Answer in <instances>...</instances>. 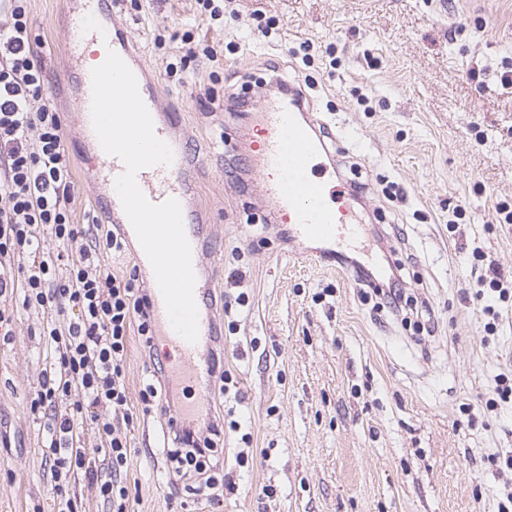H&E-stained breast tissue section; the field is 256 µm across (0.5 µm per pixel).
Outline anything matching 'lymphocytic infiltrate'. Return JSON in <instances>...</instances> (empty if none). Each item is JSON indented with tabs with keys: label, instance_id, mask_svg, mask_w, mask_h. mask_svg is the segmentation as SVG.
<instances>
[{
	"label": "lymphocytic infiltrate",
	"instance_id": "1",
	"mask_svg": "<svg viewBox=\"0 0 512 512\" xmlns=\"http://www.w3.org/2000/svg\"><path fill=\"white\" fill-rule=\"evenodd\" d=\"M43 86L28 16L19 0H8L0 22V296L19 291L23 307L43 315L49 355L30 410L48 420L44 457L57 512H80L79 502L64 494L78 474L111 512H129L133 414L125 362L131 333L153 343L147 297L134 278L96 262L100 244L119 251L122 239L101 225L73 221L75 186L61 117L42 104ZM43 229L55 251L41 249ZM80 419L91 425L97 448H81ZM223 440V419L201 417L162 449L174 476L186 479L187 493L217 505L237 490L216 457Z\"/></svg>",
	"mask_w": 512,
	"mask_h": 512
}]
</instances>
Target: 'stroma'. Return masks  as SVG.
I'll use <instances>...</instances> for the list:
<instances>
[{
    "mask_svg": "<svg viewBox=\"0 0 512 512\" xmlns=\"http://www.w3.org/2000/svg\"><path fill=\"white\" fill-rule=\"evenodd\" d=\"M25 7L44 101L61 116L72 163L73 218L88 224L99 213L68 102L70 0ZM116 12L203 160L196 180L213 229L211 288L234 305L221 342L240 391L233 409L218 396L211 406L232 421L223 460L238 490L223 512H498L512 492L503 464L512 398L495 392L498 377L512 378V305L498 303L497 329L486 334L472 253L512 274V224L492 219L498 201H512V89L495 76L512 61V0H231L218 21L195 0H120ZM199 41L222 44L223 64L167 75ZM280 76L302 86L312 119L336 135L329 178L369 186L358 211L378 232L372 267L402 266L404 294L426 302L435 333L382 307L354 271L305 258L306 244L275 222L238 160L254 120L230 111L227 98L256 108ZM21 302L0 297L14 312L12 335H0V441L9 447L0 512H53L46 420L29 411L46 367L43 315ZM165 358L162 343L148 349L131 336L130 508L207 512L172 488L160 453L193 387L164 375L179 407L136 410Z\"/></svg>",
    "mask_w": 512,
    "mask_h": 512,
    "instance_id": "obj_1",
    "label": "stroma"
}]
</instances>
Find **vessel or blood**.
I'll return each instance as SVG.
<instances>
[{"label":"vessel or blood","instance_id":"1","mask_svg":"<svg viewBox=\"0 0 512 512\" xmlns=\"http://www.w3.org/2000/svg\"><path fill=\"white\" fill-rule=\"evenodd\" d=\"M73 14L67 24L72 49L68 78L75 86L73 105L83 143L99 161L93 185L95 206L109 223L122 225L126 241H136L115 191V180L123 173L124 165L103 151L91 123V67L85 60L84 48L103 41L111 44L134 73L140 95L152 116L154 131L174 153L171 166L142 169L136 176L137 183L151 202L161 203L170 198L180 202L193 268L196 276H203L212 234L195 203V174L201 159L180 137L181 115L162 106L157 78L148 70L142 49L131 40L127 23L117 21L113 0H78ZM302 105V95L292 94L261 106L256 124L259 139L250 145L247 164L259 179L262 196L271 204L279 222L291 225L295 238L313 243V256L333 261L350 250L361 235V226L347 203L343 187L317 170L318 160L328 145L314 124L305 119ZM132 257L145 276L152 322L165 328L166 349L193 380L199 404H207L210 378L202 362L203 350L218 334L211 297L202 288H195L199 338L193 344L186 342L170 328L152 266L142 247L136 246Z\"/></svg>","mask_w":512,"mask_h":512}]
</instances>
